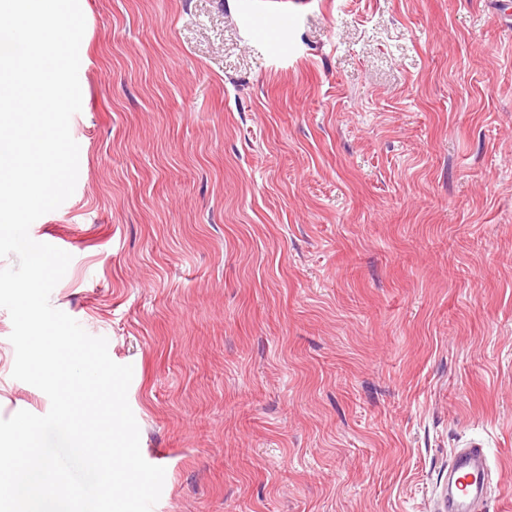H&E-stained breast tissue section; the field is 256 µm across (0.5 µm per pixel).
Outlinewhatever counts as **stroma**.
<instances>
[{
  "instance_id": "obj_1",
  "label": "stroma",
  "mask_w": 512,
  "mask_h": 512,
  "mask_svg": "<svg viewBox=\"0 0 512 512\" xmlns=\"http://www.w3.org/2000/svg\"><path fill=\"white\" fill-rule=\"evenodd\" d=\"M50 296L133 367L153 512H512V0H80ZM0 418L50 400L12 376ZM491 472L486 448L473 442L460 448L448 468L445 512H477Z\"/></svg>"
}]
</instances>
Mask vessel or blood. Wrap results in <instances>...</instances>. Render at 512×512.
Returning a JSON list of instances; mask_svg holds the SVG:
<instances>
[{
    "instance_id": "1",
    "label": "vessel or blood",
    "mask_w": 512,
    "mask_h": 512,
    "mask_svg": "<svg viewBox=\"0 0 512 512\" xmlns=\"http://www.w3.org/2000/svg\"><path fill=\"white\" fill-rule=\"evenodd\" d=\"M490 472L487 450L481 443L459 449L448 469L444 512H478Z\"/></svg>"
}]
</instances>
